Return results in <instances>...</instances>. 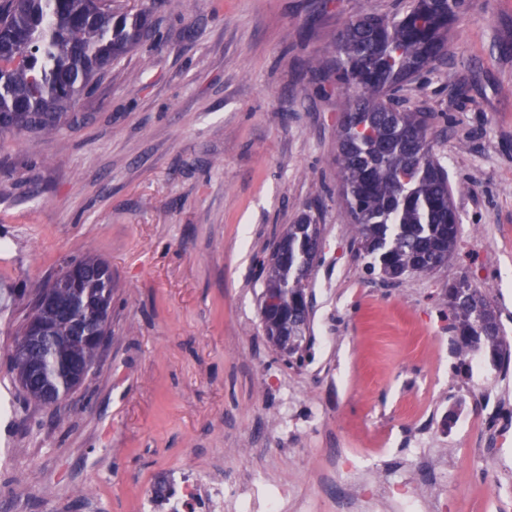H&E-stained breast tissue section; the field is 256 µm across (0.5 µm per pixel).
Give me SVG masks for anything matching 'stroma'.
Here are the masks:
<instances>
[{
  "mask_svg": "<svg viewBox=\"0 0 512 512\" xmlns=\"http://www.w3.org/2000/svg\"><path fill=\"white\" fill-rule=\"evenodd\" d=\"M152 28L47 136L0 133V512H141L165 468L264 474L306 512H354L346 470L391 485L388 512H512V397L482 361L454 374L441 298L488 290L512 339V0H471L448 53L404 107L436 116L434 151L461 232L447 265L398 283L368 274L340 205L336 125L346 98L307 59L344 20L401 0H118ZM310 214L322 233L303 365L264 335L254 260ZM112 268L105 349L55 406L13 383L14 339L62 261ZM477 418L448 420L459 402ZM288 410L287 434L280 412ZM502 383L495 389L485 392L482 395L480 407L483 412H486L490 418L497 414L501 400L505 395H509L512 387L511 373H504L501 375Z\"/></svg>",
  "mask_w": 512,
  "mask_h": 512,
  "instance_id": "stroma-1",
  "label": "stroma"
}]
</instances>
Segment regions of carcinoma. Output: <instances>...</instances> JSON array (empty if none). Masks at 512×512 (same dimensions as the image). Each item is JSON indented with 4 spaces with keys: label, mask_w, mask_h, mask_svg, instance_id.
Here are the masks:
<instances>
[{
    "label": "carcinoma",
    "mask_w": 512,
    "mask_h": 512,
    "mask_svg": "<svg viewBox=\"0 0 512 512\" xmlns=\"http://www.w3.org/2000/svg\"><path fill=\"white\" fill-rule=\"evenodd\" d=\"M470 0H409L393 14L365 11L347 19L331 45L308 60L310 72L348 97L337 125L336 164L349 224L347 233L367 258V270L391 281L429 276L453 254L460 234L456 187L434 152L432 115L403 107L397 93L448 53L453 25ZM149 13L112 8V0H0V130L52 134L62 118L75 117L80 96L128 54L146 33ZM319 225L305 215L288 225L282 244L260 262L266 295L278 291L281 309L262 319L264 331L288 337L279 356L305 361L311 345V308L304 299L319 258ZM78 288H59L56 306L77 305L87 327H98L94 302L112 304L91 264ZM452 342L462 356L455 367L468 373L467 357L480 355L504 371L512 344L491 296L462 279L445 289ZM44 371L27 384L39 402L42 390L59 392L76 380L81 362L93 363L92 346L63 339L65 323L50 324Z\"/></svg>",
    "instance_id": "carcinoma-1"
}]
</instances>
